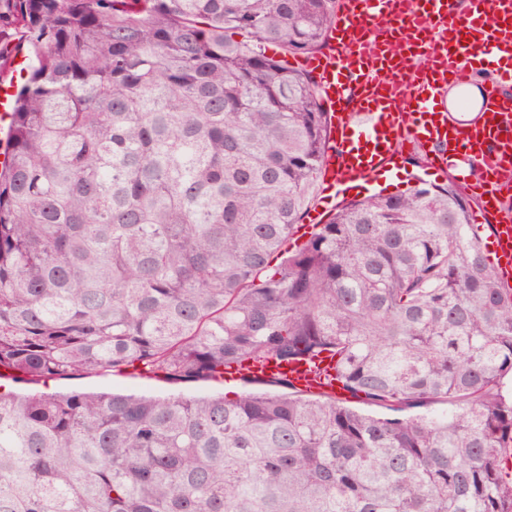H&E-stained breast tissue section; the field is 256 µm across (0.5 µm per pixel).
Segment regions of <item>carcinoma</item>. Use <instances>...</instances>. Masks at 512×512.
<instances>
[{
  "label": "carcinoma",
  "mask_w": 512,
  "mask_h": 512,
  "mask_svg": "<svg viewBox=\"0 0 512 512\" xmlns=\"http://www.w3.org/2000/svg\"><path fill=\"white\" fill-rule=\"evenodd\" d=\"M337 0H0V512H512V288L454 178L288 249L330 149ZM247 33L253 47L232 39ZM336 357L371 406L243 372ZM127 389L139 394L158 395L169 393L174 388L163 381L141 378L129 372L112 375H92L78 379L55 380L50 382V389L57 391L100 390L109 387Z\"/></svg>",
  "instance_id": "1"
}]
</instances>
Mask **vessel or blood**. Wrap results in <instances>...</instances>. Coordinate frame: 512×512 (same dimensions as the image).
I'll return each instance as SVG.
<instances>
[{"mask_svg": "<svg viewBox=\"0 0 512 512\" xmlns=\"http://www.w3.org/2000/svg\"><path fill=\"white\" fill-rule=\"evenodd\" d=\"M495 63L494 84L477 116L448 117V93L466 100L474 63ZM320 84L331 148L323 194L333 202L388 179L405 144L425 169L454 170L478 202L497 215L492 237L503 287L512 288V0H340L326 52L299 61ZM297 387L328 391L303 365H267Z\"/></svg>", "mask_w": 512, "mask_h": 512, "instance_id": "b4317fda", "label": "vessel or blood"}]
</instances>
